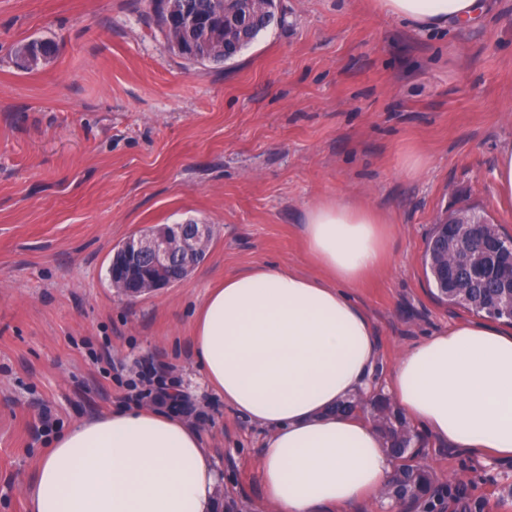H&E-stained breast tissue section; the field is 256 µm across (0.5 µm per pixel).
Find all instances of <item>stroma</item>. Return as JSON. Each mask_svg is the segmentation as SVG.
<instances>
[{
  "label": "stroma",
  "mask_w": 512,
  "mask_h": 512,
  "mask_svg": "<svg viewBox=\"0 0 512 512\" xmlns=\"http://www.w3.org/2000/svg\"><path fill=\"white\" fill-rule=\"evenodd\" d=\"M275 15L233 60L190 64L150 0H0V512H28L51 434L130 404L142 361L194 402L224 472L218 512H265L264 433L202 388L192 315L261 261L317 274L301 228L322 200L393 221L391 262L352 291L377 329L375 384L405 348L475 321L433 297L425 239L460 206L512 235L493 177L512 144V0L445 32L374 0H276ZM32 40L56 51L30 71L16 53ZM410 156L424 160L412 175ZM185 222L211 225L205 260L181 283L118 295L115 248ZM415 431L433 512H512V459Z\"/></svg>",
  "instance_id": "35a3bbf8"
}]
</instances>
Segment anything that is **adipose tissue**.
<instances>
[{
  "label": "adipose tissue",
  "instance_id": "obj_1",
  "mask_svg": "<svg viewBox=\"0 0 512 512\" xmlns=\"http://www.w3.org/2000/svg\"><path fill=\"white\" fill-rule=\"evenodd\" d=\"M417 29H460L487 0H377ZM387 218L336 197L308 208L303 233L323 271L258 263L225 277L192 321L209 392L264 431L271 512H352L381 500L394 470L370 419L337 405L372 392L379 341L350 288L389 259ZM388 390L437 441L512 457V331L455 324L405 349ZM224 478L179 415L130 406L81 421L46 448L25 495L32 512H216Z\"/></svg>",
  "mask_w": 512,
  "mask_h": 512
}]
</instances>
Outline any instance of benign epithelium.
<instances>
[{
  "mask_svg": "<svg viewBox=\"0 0 512 512\" xmlns=\"http://www.w3.org/2000/svg\"><path fill=\"white\" fill-rule=\"evenodd\" d=\"M227 5L224 50L232 52L245 44L253 12L267 14L269 9L268 0H249L250 10L242 15L237 13V7L230 0ZM210 241L211 231L207 224L162 225L149 235L132 237L123 243L120 255L113 256L112 287L119 295L132 299L178 284L199 264ZM495 256L496 243L491 236L482 240L477 253L467 254L470 268L478 273Z\"/></svg>",
  "mask_w": 512,
  "mask_h": 512,
  "instance_id": "obj_1",
  "label": "benign epithelium"
}]
</instances>
